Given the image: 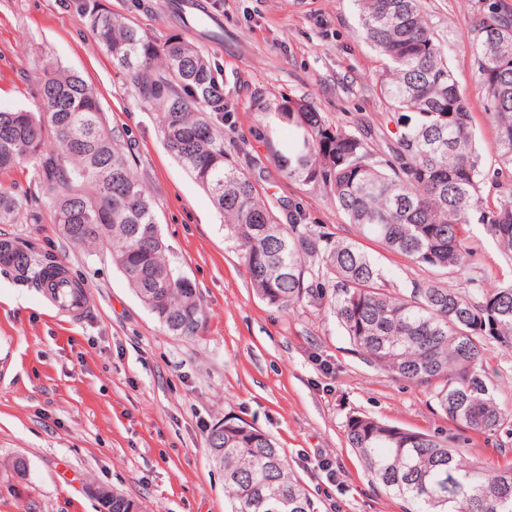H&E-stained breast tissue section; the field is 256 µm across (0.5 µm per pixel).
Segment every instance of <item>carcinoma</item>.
Returning a JSON list of instances; mask_svg holds the SVG:
<instances>
[{
    "mask_svg": "<svg viewBox=\"0 0 512 512\" xmlns=\"http://www.w3.org/2000/svg\"><path fill=\"white\" fill-rule=\"evenodd\" d=\"M361 34L383 59L378 83L396 131L377 150L371 134L328 123L310 102L286 98L279 121L294 138L274 151L289 178L332 195L356 237L417 264L466 278L396 288L359 242L314 232L304 215L281 218L224 152V97L217 67L193 43L163 41L129 19L80 0L93 36L132 75L138 99L160 111L166 150L224 215L256 295L278 310L327 308L366 363L429 390L448 420L479 433L512 425L484 369L489 344L512 347V282L483 288L466 277L467 227L479 224L512 254V7L495 0L469 38L476 84L495 130L498 167L487 170L465 95L448 68L421 0H357ZM38 109L0 110V171L33 167L53 201L54 223L75 247L105 248L142 304L172 335H199L205 312L194 284L171 263L155 204L133 155L107 127L98 94L76 72L42 66ZM498 192L489 203L482 190ZM28 195L0 184V224L37 223ZM0 263L41 286L58 277L16 241L0 238ZM210 430L208 453L224 471L225 512H314L309 493L275 441L237 418ZM346 437L372 480L410 512H512V466L465 457L446 436L355 414ZM104 512H141L114 489Z\"/></svg>",
    "mask_w": 512,
    "mask_h": 512,
    "instance_id": "carcinoma-1",
    "label": "carcinoma"
}]
</instances>
